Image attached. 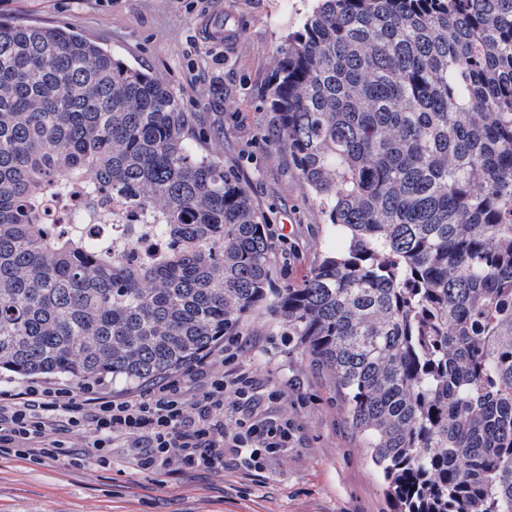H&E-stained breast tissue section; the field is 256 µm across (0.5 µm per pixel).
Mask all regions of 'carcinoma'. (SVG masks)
I'll list each match as a JSON object with an SVG mask.
<instances>
[{"instance_id":"cac0c4a2","label":"carcinoma","mask_w":512,"mask_h":512,"mask_svg":"<svg viewBox=\"0 0 512 512\" xmlns=\"http://www.w3.org/2000/svg\"><path fill=\"white\" fill-rule=\"evenodd\" d=\"M278 47L268 138L347 246L297 287L167 84L0 22V374L145 383L275 314L397 512H512V0H316ZM146 210L149 258L47 217Z\"/></svg>"}]
</instances>
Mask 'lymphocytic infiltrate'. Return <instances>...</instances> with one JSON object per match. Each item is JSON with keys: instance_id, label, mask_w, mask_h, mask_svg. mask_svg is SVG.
Masks as SVG:
<instances>
[{"instance_id": "f902f5d3", "label": "lymphocytic infiltrate", "mask_w": 512, "mask_h": 512, "mask_svg": "<svg viewBox=\"0 0 512 512\" xmlns=\"http://www.w3.org/2000/svg\"><path fill=\"white\" fill-rule=\"evenodd\" d=\"M248 351L247 340L230 334L183 371L121 398L100 380L75 389L36 379L0 388V458L105 468L120 448L161 484L187 470L260 476L287 458L299 422L281 410L286 389L262 388L244 360Z\"/></svg>"}]
</instances>
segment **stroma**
Returning a JSON list of instances; mask_svg holds the SVG:
<instances>
[{
	"label": "stroma",
	"mask_w": 512,
	"mask_h": 512,
	"mask_svg": "<svg viewBox=\"0 0 512 512\" xmlns=\"http://www.w3.org/2000/svg\"><path fill=\"white\" fill-rule=\"evenodd\" d=\"M313 0H0V20L78 31L172 88L185 111L247 182L267 216L272 277L298 286L341 240L287 150L265 134L274 54ZM254 338L247 356L264 386L303 399L295 448L252 479L206 471L166 485L127 466L71 468L0 459V512H393L382 473L349 426L327 378L261 315L239 328Z\"/></svg>",
	"instance_id": "1"
}]
</instances>
